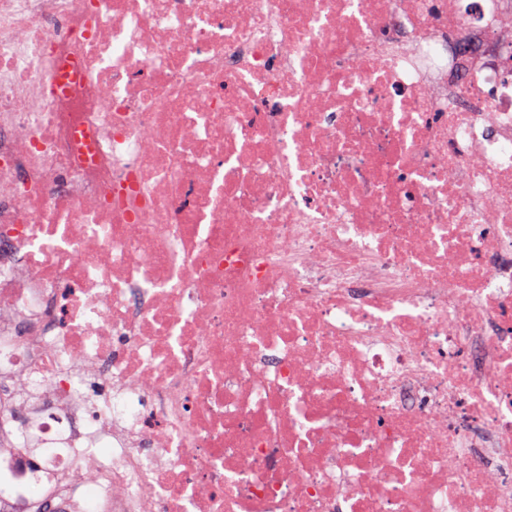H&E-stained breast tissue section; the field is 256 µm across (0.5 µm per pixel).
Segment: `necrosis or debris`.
Here are the masks:
<instances>
[{
  "label": "necrosis or debris",
  "instance_id": "obj_1",
  "mask_svg": "<svg viewBox=\"0 0 512 512\" xmlns=\"http://www.w3.org/2000/svg\"><path fill=\"white\" fill-rule=\"evenodd\" d=\"M512 512V0H0V501Z\"/></svg>",
  "mask_w": 512,
  "mask_h": 512
}]
</instances>
